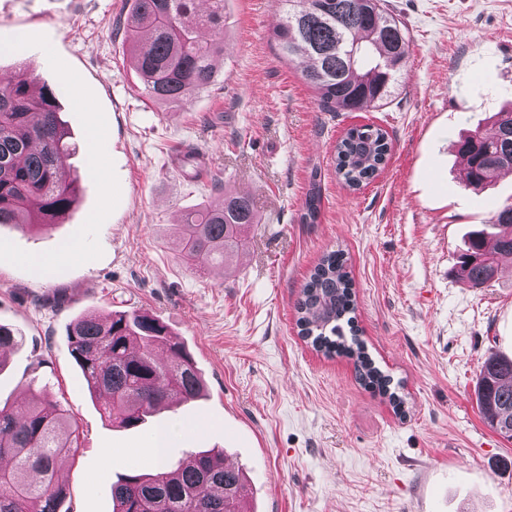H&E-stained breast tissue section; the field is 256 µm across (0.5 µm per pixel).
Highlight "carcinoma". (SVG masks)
<instances>
[{"label": "carcinoma", "mask_w": 512, "mask_h": 512, "mask_svg": "<svg viewBox=\"0 0 512 512\" xmlns=\"http://www.w3.org/2000/svg\"><path fill=\"white\" fill-rule=\"evenodd\" d=\"M286 5L270 41L283 60L306 62L302 78L323 112L380 108L391 97L409 52L401 21L383 0H280ZM132 0L125 19L130 58L148 97L180 105L214 82L224 57V0ZM357 47L355 61L347 48ZM494 132L473 130L453 143L464 157L465 187L482 190L512 170V108L495 113ZM388 134L380 127H353L336 143V174L358 189L385 166ZM74 154L58 117L56 93L36 86L25 72L0 77V225L45 230L58 223L77 198L75 182L62 178ZM321 209L312 186L302 219L313 224ZM259 223L249 197L224 196L185 214L177 225L182 263L195 271L226 265L242 252L249 226ZM512 263V204H504L474 231L458 274L482 288L502 264ZM299 334L326 357L344 354L356 376L386 397L395 412L405 400L392 378L358 338L353 282L344 254H324L296 301ZM15 329L0 324L3 354L22 344ZM70 354L89 393L104 399L103 415L115 428L144 424L164 405L190 402L204 381L184 345L156 317L138 312L86 314L69 324ZM476 401L493 430L512 422V359L488 357L481 367ZM78 427L68 410L41 391L15 408L0 406V512H62L65 486L56 479L60 456L75 454ZM241 468L226 465L224 449L191 455V464L163 462L151 472L134 471L112 484V512H248Z\"/></svg>", "instance_id": "obj_1"}]
</instances>
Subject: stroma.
<instances>
[{"label":"stroma","instance_id":"35a3bbf8","mask_svg":"<svg viewBox=\"0 0 512 512\" xmlns=\"http://www.w3.org/2000/svg\"><path fill=\"white\" fill-rule=\"evenodd\" d=\"M410 38L388 103L323 112L268 34L277 0H224L214 84L179 106L149 101L121 22L125 0H0V75L28 66L53 87L76 152L73 208L42 232L0 227V324L24 342L0 370V403L31 378L69 409L76 455L58 476L68 512H112L111 488L154 460L224 449L247 474L252 512H512V441L481 418L490 354L512 357V275L473 288L458 274L469 232L512 202V172L475 193L450 144L490 132L512 103V0H386ZM381 125L391 152L361 189L337 178L333 147ZM193 162H185L186 154ZM319 182L316 223L302 219ZM246 192L259 216L225 270L188 269L185 213ZM342 252L366 350L399 385L404 414L363 386L351 359L317 354L295 303L318 259ZM144 311L183 342L205 380L131 430L90 397L66 327L92 311Z\"/></svg>","mask_w":512,"mask_h":512}]
</instances>
